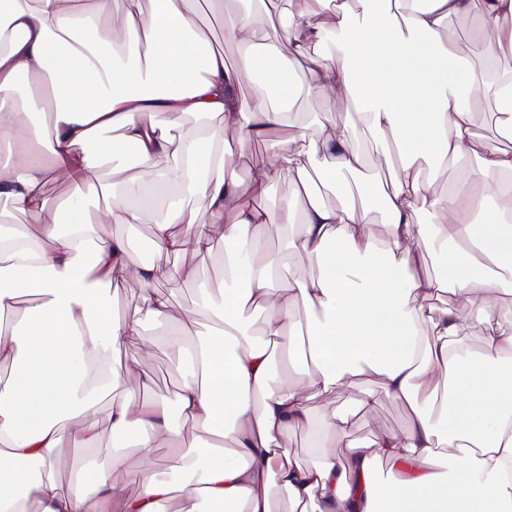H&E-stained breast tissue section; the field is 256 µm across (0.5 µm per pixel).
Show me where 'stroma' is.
Wrapping results in <instances>:
<instances>
[{
  "mask_svg": "<svg viewBox=\"0 0 512 512\" xmlns=\"http://www.w3.org/2000/svg\"><path fill=\"white\" fill-rule=\"evenodd\" d=\"M351 103L318 96L298 102L288 112L282 126L275 135L286 138L298 129L309 126L324 131L326 124H342L351 117ZM166 265L171 270L170 277L156 284V291L170 298L173 312L178 319L186 322L190 332L206 331L208 318L199 303V290L203 285H214L224 276V244L214 241L213 250L208 254L187 251L178 257H167ZM117 364L132 365L134 372L125 380L127 391L137 397L153 400H167L169 391L160 384L159 370H166L170 380H177L178 373L173 366L172 355L165 343L161 330H144L141 337L131 339L116 354ZM375 390L376 403L370 409L356 413L349 430L351 439L367 441L385 431L405 429L409 421L407 405L400 400L387 397L380 385L372 379H363L351 387L347 393L333 395H313L310 403L317 414L336 409H348L360 399L366 390ZM99 448L88 450L79 447L71 436H64L56 459L55 471L62 486H69L73 472L80 466L104 461L112 450V432L109 424V406L101 404L99 415ZM125 455L133 465L132 470H118L114 480L136 490L135 470L147 468L161 476H168L169 449L166 448H125Z\"/></svg>",
  "mask_w": 512,
  "mask_h": 512,
  "instance_id": "obj_1",
  "label": "stroma"
}]
</instances>
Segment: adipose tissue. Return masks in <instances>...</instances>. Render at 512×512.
Returning <instances> with one entry per match:
<instances>
[{"mask_svg": "<svg viewBox=\"0 0 512 512\" xmlns=\"http://www.w3.org/2000/svg\"><path fill=\"white\" fill-rule=\"evenodd\" d=\"M195 2L0 0V201L44 218L35 235L0 212V317L11 320L0 326V362L11 366L0 383V512H166L177 491L186 512L204 501L218 512H275L277 491L291 512H512V308L492 301L512 293V149L471 131L480 96L512 129V75L476 68L452 50L450 33L453 20L470 19L475 38L511 56L512 0H322L320 12L293 10L292 0H261L257 12L213 0L231 20L225 37L243 47L234 66L198 32ZM316 94L351 102L355 120L271 142L242 185L225 144L248 149ZM177 115L201 129L180 131ZM362 127L378 144L375 159L359 148ZM114 130L119 140L108 139ZM130 148L140 172L99 205L98 168L125 170ZM450 161L462 175L437 194L430 172ZM317 168L339 205L312 188ZM283 173L297 207L260 205ZM60 183L70 192L53 209L46 190ZM373 207L390 247L372 232ZM201 210L210 224L197 225ZM147 219L155 252L167 256L223 240L224 279L201 290L216 329L178 353L175 404L113 403V452L65 490L53 475L61 429L97 446L99 405L123 385L113 353L147 324L173 323L175 346L185 330L154 289L169 267L141 263L112 233ZM270 224L287 228L285 251L260 247ZM433 254L442 272L422 273ZM291 259L310 275L274 287ZM118 274L141 284L121 318L109 295ZM462 306L472 317L458 315ZM251 311L263 315V336ZM475 324L478 356L464 345ZM273 343L296 359L295 382H274ZM363 377L408 404L405 429L350 441L354 410L375 403L369 393L351 411H313L311 390L340 393ZM174 408L203 422L205 436L184 435ZM300 431L319 439L313 463L287 452ZM130 442L172 449L173 479L142 470L134 493L119 489L112 476L126 468ZM378 459L387 476L374 474ZM24 462L38 474H21Z\"/></svg>", "mask_w": 512, "mask_h": 512, "instance_id": "adipose-tissue-1", "label": "adipose tissue"}]
</instances>
